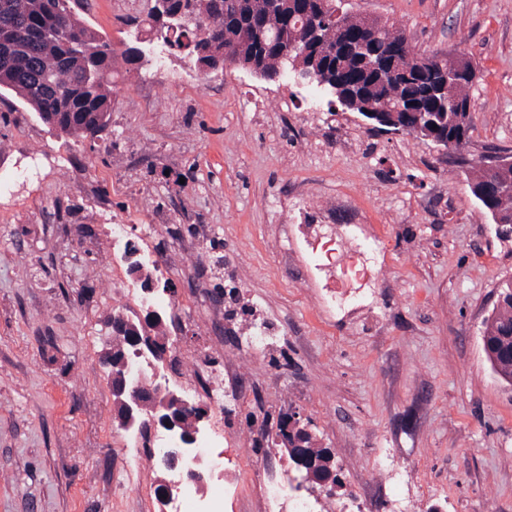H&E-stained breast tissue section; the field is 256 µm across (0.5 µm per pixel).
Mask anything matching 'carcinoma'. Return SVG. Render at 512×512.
Returning a JSON list of instances; mask_svg holds the SVG:
<instances>
[{"instance_id":"obj_1","label":"carcinoma","mask_w":512,"mask_h":512,"mask_svg":"<svg viewBox=\"0 0 512 512\" xmlns=\"http://www.w3.org/2000/svg\"><path fill=\"white\" fill-rule=\"evenodd\" d=\"M294 13L285 16L270 8L269 0H170L168 10H184L195 21L185 29H169L148 22L144 32L165 51L191 58L201 68L224 69V61H249L258 39L265 41L260 58L261 78L276 82L292 69L288 46L296 43L325 63L321 78L360 92L355 111L393 112L408 107L412 112H436L448 137L470 138L474 116L467 114L469 89L476 76L472 61L464 56L433 58L447 68L461 61L470 77L448 85V105L432 94L435 78L418 70L423 55L416 52L405 32L374 21L380 56L391 75L381 78L355 59L338 54L347 39L364 36L362 20L345 19L338 28L332 13L316 10L314 0H295ZM76 0H0V92L19 96L47 126L77 139H93L110 124L117 95L112 81V42L82 24L74 11ZM320 29L321 38L308 40L306 26ZM491 166L473 168L469 190H477L490 178ZM492 218L512 220V191H506L484 206ZM502 301L484 322L482 342L495 373L512 383V281L502 284ZM306 449L307 467L315 483L336 470L333 456L317 446L312 434L298 436Z\"/></svg>"}]
</instances>
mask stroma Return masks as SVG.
<instances>
[{"mask_svg": "<svg viewBox=\"0 0 512 512\" xmlns=\"http://www.w3.org/2000/svg\"><path fill=\"white\" fill-rule=\"evenodd\" d=\"M425 54L477 68L474 129L461 153L371 128L294 79L189 59L127 62L149 0H92L81 22L115 50L118 95L92 140L52 130L0 95V512H169L163 476L117 417L102 363L120 315L111 227L144 251L169 226L158 278L170 346L238 366L245 393L219 448L238 493L257 462L288 471L286 491L343 512L388 466L409 480L406 512H512V383L491 368L482 330L512 280V235L471 196L463 159L512 156V0H351ZM204 75V86L193 78ZM351 198L385 236L380 275L352 303H321L286 223L346 224ZM235 263H226V256ZM235 289V300L218 289ZM272 338L251 358L242 308ZM298 413L334 455V489L300 478L283 445L246 413Z\"/></svg>", "mask_w": 512, "mask_h": 512, "instance_id": "stroma-1", "label": "stroma"}]
</instances>
